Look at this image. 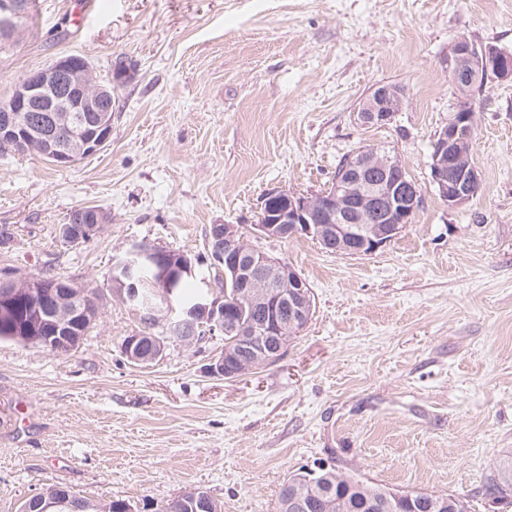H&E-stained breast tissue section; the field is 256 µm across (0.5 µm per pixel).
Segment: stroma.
Listing matches in <instances>:
<instances>
[{
  "instance_id": "35a3bbf8",
  "label": "stroma",
  "mask_w": 512,
  "mask_h": 512,
  "mask_svg": "<svg viewBox=\"0 0 512 512\" xmlns=\"http://www.w3.org/2000/svg\"><path fill=\"white\" fill-rule=\"evenodd\" d=\"M79 2L37 0L0 41V101L61 56L103 79L115 59L130 68L96 154L57 167L0 152V277L60 276L100 297L75 351L0 341V512L52 484L132 512L196 488L223 512H277L283 481L323 462L500 512L485 485L512 457V82L471 97L480 189L467 204L448 209L430 163L460 101L454 42L512 51V0ZM381 83L404 105L361 125ZM373 147L399 158L422 205L368 256L258 240L313 295L278 361L224 380L206 371L216 342L125 359L141 323L109 273L131 243L204 259L209 225L250 231L266 190L320 192ZM86 206L108 220L69 246L59 226Z\"/></svg>"
}]
</instances>
